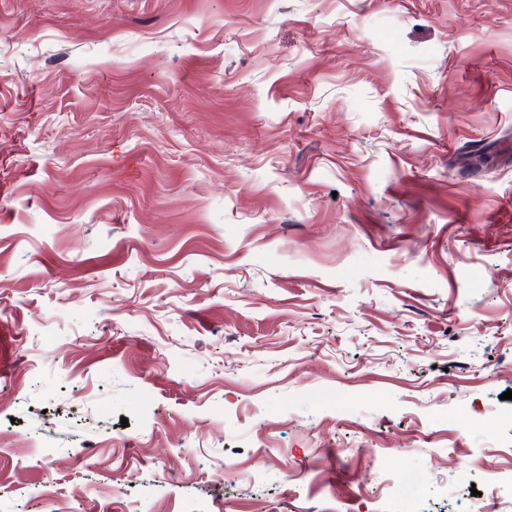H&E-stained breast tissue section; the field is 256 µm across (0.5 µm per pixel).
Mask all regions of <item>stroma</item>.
Instances as JSON below:
<instances>
[{
  "mask_svg": "<svg viewBox=\"0 0 512 512\" xmlns=\"http://www.w3.org/2000/svg\"><path fill=\"white\" fill-rule=\"evenodd\" d=\"M0 354V512H512V0H0Z\"/></svg>",
  "mask_w": 512,
  "mask_h": 512,
  "instance_id": "1",
  "label": "stroma"
}]
</instances>
